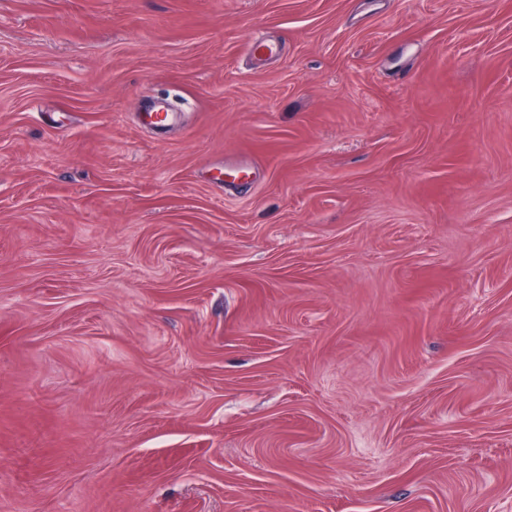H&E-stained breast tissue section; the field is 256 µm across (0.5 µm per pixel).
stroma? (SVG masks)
I'll return each instance as SVG.
<instances>
[{"instance_id": "obj_1", "label": "stroma", "mask_w": 512, "mask_h": 512, "mask_svg": "<svg viewBox=\"0 0 512 512\" xmlns=\"http://www.w3.org/2000/svg\"><path fill=\"white\" fill-rule=\"evenodd\" d=\"M0 512H512V0H0Z\"/></svg>"}]
</instances>
